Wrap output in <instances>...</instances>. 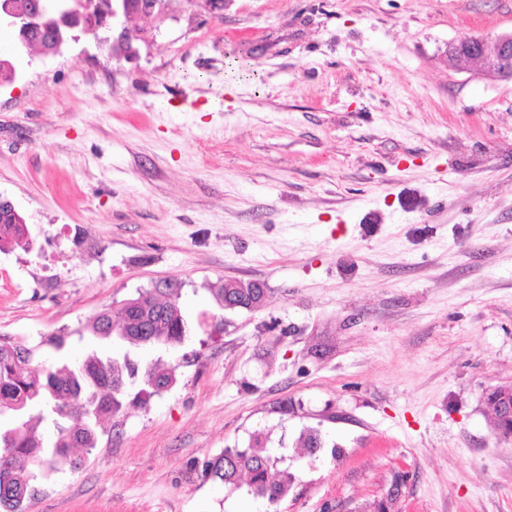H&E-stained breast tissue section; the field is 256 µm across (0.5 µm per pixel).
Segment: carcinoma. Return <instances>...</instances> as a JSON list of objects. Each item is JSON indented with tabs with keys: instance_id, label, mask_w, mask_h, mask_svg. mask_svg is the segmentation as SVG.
<instances>
[{
	"instance_id": "carcinoma-1",
	"label": "carcinoma",
	"mask_w": 512,
	"mask_h": 512,
	"mask_svg": "<svg viewBox=\"0 0 512 512\" xmlns=\"http://www.w3.org/2000/svg\"><path fill=\"white\" fill-rule=\"evenodd\" d=\"M29 10L47 24L21 30V20L4 17L17 33L16 51L41 48L42 40L58 31L62 43L77 37L82 27L60 29L51 21L72 6L71 0H24ZM115 57L138 49L139 41L116 42L112 30L104 32ZM29 247L27 225L13 208L0 204V252ZM219 308L224 301L246 307L261 303L263 288H229L223 282L210 289ZM181 289L167 284L150 288L123 301L119 320L112 309L92 315L83 330L96 340L116 339L142 353L169 350L190 339L191 327L179 302ZM175 383V368L161 360L103 357L92 350L76 354L68 336L51 333L32 345L9 334H0V512H26L37 486L46 480L55 463L72 449L89 453L98 445L103 419L119 413L129 394L144 406ZM269 437L250 435L245 447L226 448L220 456L203 462L205 477L224 487L238 486L248 477V494L274 505L291 489L295 475L278 467L280 458L268 448ZM302 447L313 458L324 447L319 430L309 428L300 436Z\"/></svg>"
}]
</instances>
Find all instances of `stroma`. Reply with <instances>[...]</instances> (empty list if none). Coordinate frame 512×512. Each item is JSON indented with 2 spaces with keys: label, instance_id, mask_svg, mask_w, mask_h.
I'll return each instance as SVG.
<instances>
[{
  "label": "stroma",
  "instance_id": "1",
  "mask_svg": "<svg viewBox=\"0 0 512 512\" xmlns=\"http://www.w3.org/2000/svg\"><path fill=\"white\" fill-rule=\"evenodd\" d=\"M132 24L134 63L90 34L13 56L0 197L32 245L0 253V334H76L169 277L192 321L221 281L267 303L198 330L26 512H512L485 400L512 386V84L444 55L511 30L512 0H170ZM259 429L297 477L275 505L199 467Z\"/></svg>",
  "mask_w": 512,
  "mask_h": 512
}]
</instances>
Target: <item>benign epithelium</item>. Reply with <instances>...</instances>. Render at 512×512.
Returning <instances> with one entry per match:
<instances>
[{"instance_id": "7a95c632", "label": "benign epithelium", "mask_w": 512, "mask_h": 512, "mask_svg": "<svg viewBox=\"0 0 512 512\" xmlns=\"http://www.w3.org/2000/svg\"><path fill=\"white\" fill-rule=\"evenodd\" d=\"M192 3L212 17H223L224 3L221 0H192ZM70 17L78 20L84 31L94 35L107 25L105 19L93 13L89 0H73ZM446 57L450 65L465 62L473 65L488 79L512 83V31L464 35L448 44ZM491 407L497 413L499 435L511 438L512 390H499L498 397L494 399Z\"/></svg>"}]
</instances>
